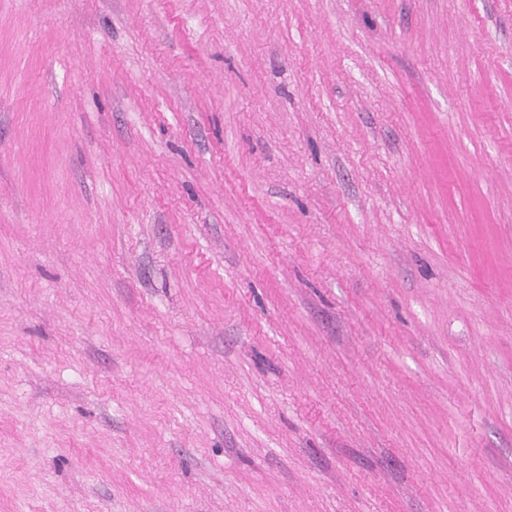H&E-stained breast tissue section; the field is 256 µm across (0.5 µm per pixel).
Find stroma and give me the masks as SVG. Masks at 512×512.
I'll return each instance as SVG.
<instances>
[{"label": "stroma", "mask_w": 512, "mask_h": 512, "mask_svg": "<svg viewBox=\"0 0 512 512\" xmlns=\"http://www.w3.org/2000/svg\"><path fill=\"white\" fill-rule=\"evenodd\" d=\"M0 512H512V0H0Z\"/></svg>", "instance_id": "35a3bbf8"}]
</instances>
